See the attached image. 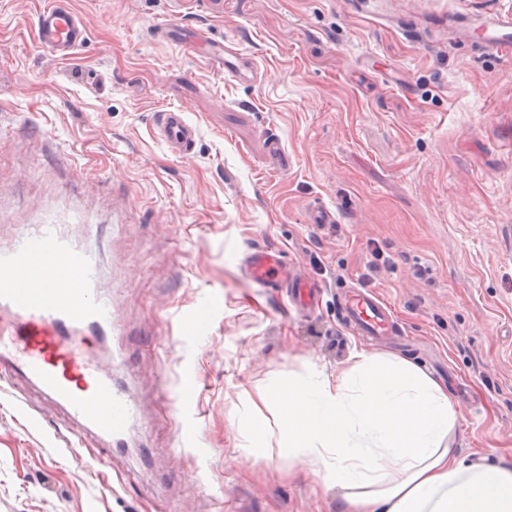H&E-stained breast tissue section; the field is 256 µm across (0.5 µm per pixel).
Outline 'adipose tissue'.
Instances as JSON below:
<instances>
[{
	"label": "adipose tissue",
	"instance_id": "adipose-tissue-1",
	"mask_svg": "<svg viewBox=\"0 0 512 512\" xmlns=\"http://www.w3.org/2000/svg\"><path fill=\"white\" fill-rule=\"evenodd\" d=\"M263 400L280 450L339 488L343 512H512V468L458 458V408L407 360L360 353L336 377L293 379Z\"/></svg>",
	"mask_w": 512,
	"mask_h": 512
}]
</instances>
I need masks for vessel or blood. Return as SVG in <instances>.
<instances>
[{
    "label": "vessel or blood",
    "instance_id": "b4317fda",
    "mask_svg": "<svg viewBox=\"0 0 512 512\" xmlns=\"http://www.w3.org/2000/svg\"><path fill=\"white\" fill-rule=\"evenodd\" d=\"M463 31L480 30L485 46L512 49V11L498 12L463 23ZM80 17L60 0H45L37 14L36 38L52 55L69 58L85 40ZM205 60L236 73L233 48L209 41ZM156 129L169 149L180 156L192 152L196 129L184 112L164 110ZM247 271L265 288H291L308 308L319 304L314 284L288 279L277 249L250 254ZM97 257L76 246L56 225L18 235L0 252V364L34 384L49 400L92 431L120 440L138 410L93 355L87 341L112 331V312L99 292ZM344 316L354 329L372 336L392 330L391 310L375 292L353 290L346 297Z\"/></svg>",
    "mask_w": 512,
    "mask_h": 512
}]
</instances>
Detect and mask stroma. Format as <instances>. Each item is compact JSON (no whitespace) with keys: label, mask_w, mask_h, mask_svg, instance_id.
Segmentation results:
<instances>
[{"label":"stroma","mask_w":512,"mask_h":512,"mask_svg":"<svg viewBox=\"0 0 512 512\" xmlns=\"http://www.w3.org/2000/svg\"><path fill=\"white\" fill-rule=\"evenodd\" d=\"M42 2L0 0V248L57 223L99 252L115 330L92 349L140 414L110 446L0 366V512H339L277 432L257 461L243 426L264 388L360 351L447 389L466 462L512 460V52L456 23L512 0H69L87 36L67 61L36 39ZM166 109L197 129L189 159L156 134ZM261 247L322 286L318 310L249 278ZM347 285L398 335L344 326ZM195 39L205 41L209 46L208 53H201L200 55L212 66H216L225 72L231 73L233 75L237 74V66L228 60V57H233L238 59L239 56L234 55L237 54L238 50L233 49L231 47L225 46L223 42H218L214 40L203 39L202 36L196 34Z\"/></svg>","instance_id":"1"}]
</instances>
